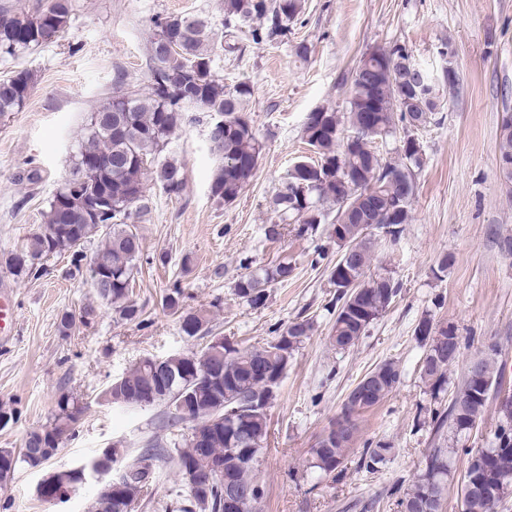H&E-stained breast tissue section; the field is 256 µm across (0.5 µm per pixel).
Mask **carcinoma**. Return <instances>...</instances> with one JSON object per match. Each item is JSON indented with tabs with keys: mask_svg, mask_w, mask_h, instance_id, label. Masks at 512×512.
I'll list each match as a JSON object with an SVG mask.
<instances>
[{
	"mask_svg": "<svg viewBox=\"0 0 512 512\" xmlns=\"http://www.w3.org/2000/svg\"><path fill=\"white\" fill-rule=\"evenodd\" d=\"M221 26L228 33L245 31L253 42L279 45L294 33L304 0H223ZM69 0H51L50 5L34 13L12 12L0 16V54L14 56L31 46L49 44L52 33H62L70 21ZM197 11L156 17L148 48L151 75L161 76L168 89L149 86L147 91L114 95L92 112L86 135L70 176L49 202L44 213L45 228L57 232L47 236L41 231L6 258L8 272L17 280L31 279L40 273L43 260L68 255L74 266L83 260L82 247L92 235L101 233L100 248L92 269L105 278L109 288L99 294L112 305L119 319L135 322L142 309L129 300L134 270L142 255V243L127 224L131 207L142 200L146 183L159 184L169 196L184 190L182 167L161 157L171 137L185 119V112L204 109L224 116L219 136L208 132L213 153L221 164L216 168L211 193L229 203L236 200L250 183L258 167L262 143L250 122L245 120L253 94L251 85L240 81L224 84L214 71L218 49L214 27L197 25ZM393 58L368 57L365 65H356L349 79L345 106L338 111L321 107L310 112L303 128V139L314 156L296 162L272 198L276 219L265 225V236L281 239L284 226L300 225L301 233H317L328 225V238L339 247L356 244L355 262L348 271L333 265L330 282L336 288V317L329 336L340 351L354 347L365 336L371 323L392 303L400 286L387 274L374 273L375 239L366 236L372 227L389 242L400 239L404 225L413 220V204L418 190V175L425 165L424 156L411 144L413 132L431 124H441L447 97L455 91L422 67L400 45L391 46ZM33 74L19 70L0 79V116L20 111L29 98ZM372 108L377 129H365V111ZM404 136L395 147L397 158L384 157L377 140ZM497 153L512 155V113L502 117ZM293 268L279 263L268 268L249 270L234 284V295L255 310L264 307L269 286L284 282ZM208 323L204 312L181 316V329L191 338L200 335ZM313 321L299 319L277 330L272 340L245 349L223 350L216 355L206 345L188 353L166 356L168 375L155 377L142 360L116 378L130 401L125 406L141 407L169 404L180 399L189 413L208 417L216 403L245 406L248 413L239 423H223L212 431L205 447L196 445L188 435L175 434L173 447L153 441L138 455L129 457L114 451L113 463L120 464L115 481L121 485L112 494L108 507L94 501L96 512H129L126 492L129 484L148 476L156 479L161 465L174 463L177 473L192 467L203 473L224 463V485L207 491L209 506L198 507L200 500L188 494L181 512H257L263 495L242 496L234 510L224 503V487L244 492L259 485L257 464L268 438V410L271 396L265 377L255 363L278 378H284L293 352L307 340ZM415 335L428 345L420 368V377L432 398H437L448 381V328L423 318ZM498 347L487 346L467 368L463 382L448 406L431 412V424L438 437L448 431L457 439L466 438L484 413L489 392L478 388L487 382L501 392L504 364L498 363ZM382 380L378 395L358 407L347 409V438L332 448L310 449L309 469L319 477L338 476L355 441L357 417L384 402L400 382L401 371L393 362L375 368ZM57 411L46 426L26 434L20 450L0 448V487L11 480L20 467L43 466L70 438L74 426L85 411L84 403L70 393L61 394ZM499 418L492 438L484 448L463 449L477 457L468 462L464 482L473 480L481 488L463 494V512H496L512 494V400L499 405ZM390 445L377 442L361 449L359 467L371 473L379 469L391 453ZM452 456L436 444L424 457V468L398 499L400 512H437L443 507ZM50 491L61 486L79 487V467L49 475Z\"/></svg>",
	"mask_w": 512,
	"mask_h": 512,
	"instance_id": "cac0c4a2",
	"label": "carcinoma"
}]
</instances>
